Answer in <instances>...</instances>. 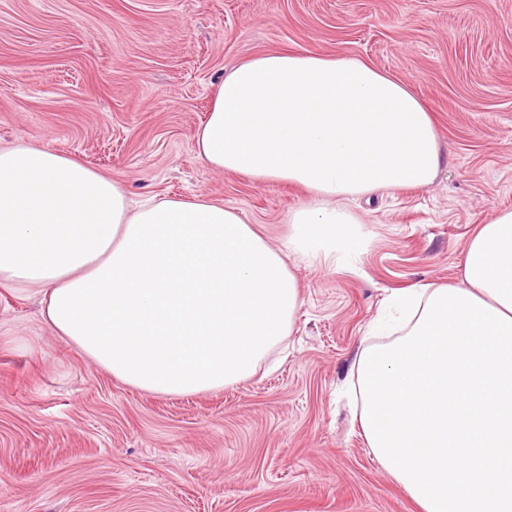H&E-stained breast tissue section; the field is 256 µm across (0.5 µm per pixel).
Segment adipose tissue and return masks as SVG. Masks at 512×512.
I'll use <instances>...</instances> for the list:
<instances>
[{
	"label": "adipose tissue",
	"mask_w": 512,
	"mask_h": 512,
	"mask_svg": "<svg viewBox=\"0 0 512 512\" xmlns=\"http://www.w3.org/2000/svg\"><path fill=\"white\" fill-rule=\"evenodd\" d=\"M204 165L310 202L288 248L335 261L360 246L342 201L424 187L442 163L429 110L359 58L261 54L227 70L196 133ZM284 251L223 203L132 204L71 156L0 148V285L39 287L84 358L147 392L252 377L300 305ZM396 331L357 361L365 441L421 512H512V210L471 235L459 282L392 298Z\"/></svg>",
	"instance_id": "1"
}]
</instances>
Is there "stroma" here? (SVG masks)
Wrapping results in <instances>:
<instances>
[{
	"label": "stroma",
	"mask_w": 512,
	"mask_h": 512,
	"mask_svg": "<svg viewBox=\"0 0 512 512\" xmlns=\"http://www.w3.org/2000/svg\"><path fill=\"white\" fill-rule=\"evenodd\" d=\"M355 56L434 119L432 184L348 202L355 263L288 255L286 353L194 395L141 391L0 288V512H419L355 415V360L395 291L455 283L475 228L512 210V0H0V146L36 143L136 199H216L273 247L300 187L195 157L226 69L271 51Z\"/></svg>",
	"instance_id": "stroma-1"
}]
</instances>
